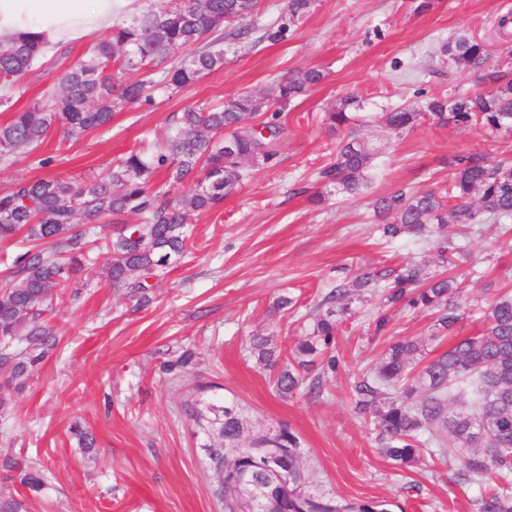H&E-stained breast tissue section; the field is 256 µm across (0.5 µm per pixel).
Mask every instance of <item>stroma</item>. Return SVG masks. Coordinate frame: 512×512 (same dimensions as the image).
Instances as JSON below:
<instances>
[{"label": "stroma", "instance_id": "35a3bbf8", "mask_svg": "<svg viewBox=\"0 0 512 512\" xmlns=\"http://www.w3.org/2000/svg\"><path fill=\"white\" fill-rule=\"evenodd\" d=\"M417 3L316 0L282 42L226 39L223 68L174 96L157 94L154 103L115 113L107 127L77 139L52 130L41 148L53 157L51 167L23 156L0 163V191L21 177L99 172L112 158L164 139L186 107L243 92L270 96L288 74L324 73L282 113L277 164L250 167L242 188L194 215L188 251L151 278L147 306L134 308L112 288L107 256L97 251L55 297V347L37 370L0 387V495L24 499L27 512H222L204 437L183 412L191 389L212 382L244 407L249 433L284 426L295 434L311 488L327 497L389 500L401 512H474L480 490L459 482L451 466L458 449L397 466L381 452L370 421L355 412L352 388L390 337L419 340L434 356L484 329L489 302L512 287V235L499 225H475L461 241L456 272L468 314L447 337L437 338L426 312L398 314L390 336L374 335L368 321L378 314L377 299L353 295L336 335L340 364L320 396L278 397L274 370L249 353L257 334L292 351L309 331L321 294L357 268L431 261L432 250L407 236L378 244L374 198L443 185L449 157L460 152L482 153L492 164L512 154V136L479 127L426 120L395 135L383 125L384 113L397 106L488 91L476 71L441 74L440 47L449 35L464 31L485 40L491 64L511 59L497 22L512 15V0H432L421 14ZM91 46L70 43L63 55L44 59L25 93L0 109V124L44 101L59 69L86 57ZM349 95L363 103L357 134L377 153V176L362 195L323 187L317 178L344 135L324 114ZM319 190L326 200L317 205L310 197ZM282 298L290 306L276 309ZM186 351L194 358L179 375L165 370ZM76 422L93 435V448L79 447L69 431ZM10 462L44 470L42 490L21 487L6 468Z\"/></svg>", "mask_w": 512, "mask_h": 512}]
</instances>
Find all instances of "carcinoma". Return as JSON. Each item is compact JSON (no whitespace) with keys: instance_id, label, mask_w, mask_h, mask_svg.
<instances>
[{"instance_id":"1","label":"carcinoma","mask_w":512,"mask_h":512,"mask_svg":"<svg viewBox=\"0 0 512 512\" xmlns=\"http://www.w3.org/2000/svg\"><path fill=\"white\" fill-rule=\"evenodd\" d=\"M313 2L286 0L269 25L258 22L260 0H172L169 7L147 9L97 40L85 59L68 65L43 102L0 124V161L33 156L39 167H50L53 157L39 151L55 126L78 138L108 126L124 106L150 104L159 92L177 93L224 67V28L236 40L259 30L262 40L282 41ZM184 48L191 50L187 58L179 55ZM40 49L35 40L0 44L1 107L35 78ZM442 52L456 69L479 67L490 58L485 41L462 32L450 36ZM323 79L319 69L300 70L279 82L271 97L243 94L222 105L189 107L163 142L129 152L104 174L17 179L1 191L0 241L19 236L25 246L5 261L0 376L9 382L23 377L43 358L31 352L56 345L48 318L53 299L80 272L95 241L109 255L112 287L136 305H147V279L186 253L191 213L216 207L241 187L246 166L277 164L281 112ZM354 103L351 96L340 99L327 112L330 124L350 126ZM384 118L397 133L430 118L443 126L512 135V79L484 94L434 97L423 112L403 107ZM226 139L233 141L230 151L224 149ZM372 163L373 154L352 131L318 175L356 193L371 182ZM448 170L446 186L423 193L404 188L373 202L376 217H393L377 225L379 236L387 242L404 235L433 238L434 263L442 272L432 275L426 264L408 261L398 270L363 268L336 281L313 310L312 332L295 344L284 364L270 338L250 339L257 362L277 369L273 387L279 396L300 390L322 394L324 375L307 372L319 362L336 372L335 339L353 291L378 298L383 313L372 321L376 336L386 335L394 311H430L442 330L466 318L462 284L444 272L457 266L460 227L512 220V160L490 164L481 153H458L448 160ZM159 174L169 187L163 193L155 186ZM186 184L188 193H175ZM130 215L138 217L136 223H127ZM485 322L483 332L457 339L421 369L423 345L407 338L390 342L354 383L353 397L357 412L372 419L388 459L400 466L423 454L433 459L446 441L466 448L457 477L482 487L475 512H512V293L489 304ZM219 389L214 383L197 385L184 411L210 438L206 448L224 512H392L388 501L339 503L308 490L296 436L286 428L244 436L243 408L221 398ZM417 394L424 395L418 404Z\"/></svg>"}]
</instances>
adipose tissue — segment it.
I'll use <instances>...</instances> for the list:
<instances>
[{
  "mask_svg": "<svg viewBox=\"0 0 512 512\" xmlns=\"http://www.w3.org/2000/svg\"><path fill=\"white\" fill-rule=\"evenodd\" d=\"M134 0H0V43L39 41L46 50L110 32Z\"/></svg>",
  "mask_w": 512,
  "mask_h": 512,
  "instance_id": "ef3b65f1",
  "label": "adipose tissue"
}]
</instances>
